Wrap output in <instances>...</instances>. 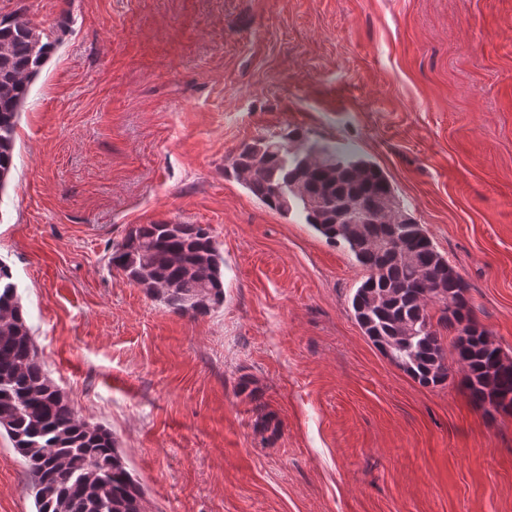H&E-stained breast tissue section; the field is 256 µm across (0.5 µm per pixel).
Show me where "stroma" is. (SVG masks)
<instances>
[{
    "mask_svg": "<svg viewBox=\"0 0 512 512\" xmlns=\"http://www.w3.org/2000/svg\"><path fill=\"white\" fill-rule=\"evenodd\" d=\"M19 9L54 51L0 261L49 377L154 512H512V412L471 401L455 330L447 381L421 386L354 317L366 270L232 170L292 132L377 164L512 357V0H0ZM158 222L209 226L223 305L175 314L109 266ZM0 512H35L3 433Z\"/></svg>",
    "mask_w": 512,
    "mask_h": 512,
    "instance_id": "stroma-1",
    "label": "stroma"
}]
</instances>
